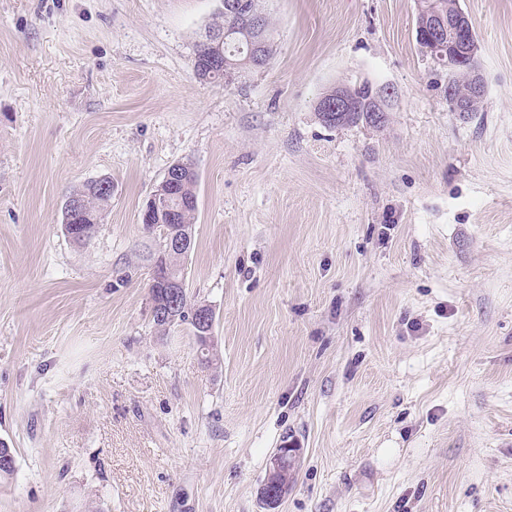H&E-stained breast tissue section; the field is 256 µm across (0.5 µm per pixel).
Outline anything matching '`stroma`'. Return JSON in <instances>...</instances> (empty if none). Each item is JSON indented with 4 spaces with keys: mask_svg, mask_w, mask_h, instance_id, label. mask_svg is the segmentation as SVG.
<instances>
[{
    "mask_svg": "<svg viewBox=\"0 0 512 512\" xmlns=\"http://www.w3.org/2000/svg\"><path fill=\"white\" fill-rule=\"evenodd\" d=\"M274 54L192 59L219 0H0V512H512V0H460L481 111L415 40L414 0H263ZM390 87L330 128L328 88ZM193 164L190 325L158 334L141 210ZM112 181L92 237L66 199ZM138 268L123 279L127 265Z\"/></svg>",
    "mask_w": 512,
    "mask_h": 512,
    "instance_id": "1",
    "label": "stroma"
}]
</instances>
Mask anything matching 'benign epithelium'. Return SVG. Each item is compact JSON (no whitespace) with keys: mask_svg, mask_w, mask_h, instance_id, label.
<instances>
[{"mask_svg":"<svg viewBox=\"0 0 512 512\" xmlns=\"http://www.w3.org/2000/svg\"><path fill=\"white\" fill-rule=\"evenodd\" d=\"M425 0H416L415 34L416 41L424 46V52L428 55H437L440 50L448 49V56L457 60L460 65L468 68L472 76V94L469 100L460 101L448 98L450 111L463 116L474 107V103L483 99L486 93V81L478 64L479 45L475 41H461L459 34L463 32L469 23V19L462 9H457L453 16L447 15L439 8H425ZM244 30L255 34L247 49V59L255 68L265 66L263 50L265 44L271 39V32L267 30L259 15L243 18ZM224 45V31L215 30L205 34L202 49L207 51L204 65L205 71L212 75L226 70V65L221 63L224 58L222 46ZM391 88L376 86L369 82H363L355 87L340 85L336 87L331 96H323L317 106L326 113L329 122H334L338 112H361L363 103H373L372 111L380 113L381 122H386L387 112L390 110ZM184 165L177 163L171 168L165 180L150 194L144 209V221L148 223L150 232H161L167 237V249L170 251H182L186 249L189 239L168 229L166 224L151 223V216L162 219L164 214L173 212L170 202V194L167 191V182L180 176ZM81 218L79 204L69 201L64 207V230L70 237L84 234L85 227L79 224ZM151 317L163 319L169 317L171 303L167 301V294H156L151 299ZM299 454L297 448H280L274 454L268 475H273L281 468L296 461Z\"/></svg>","mask_w":512,"mask_h":512,"instance_id":"benign-epithelium-1","label":"benign epithelium"}]
</instances>
